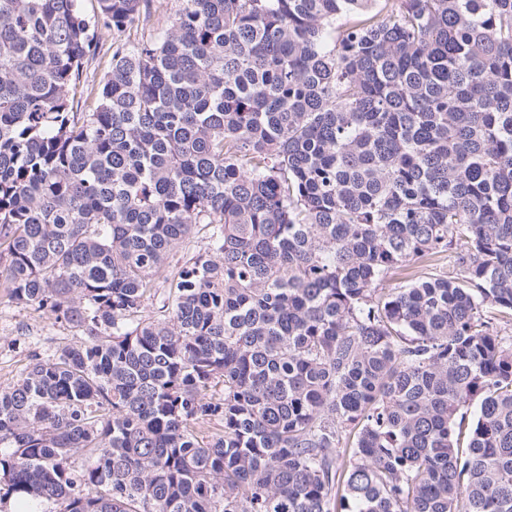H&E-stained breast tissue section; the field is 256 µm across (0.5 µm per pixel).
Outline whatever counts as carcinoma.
Returning a JSON list of instances; mask_svg holds the SVG:
<instances>
[{
	"mask_svg": "<svg viewBox=\"0 0 512 512\" xmlns=\"http://www.w3.org/2000/svg\"><path fill=\"white\" fill-rule=\"evenodd\" d=\"M96 2L0 0V286L85 335L0 390V504L512 512V0ZM180 0H151L131 31V40L148 39L164 32L171 24ZM111 63L110 53H100L95 59L88 62V66L84 67L81 83L85 86H94L97 92L98 84L104 72L108 70Z\"/></svg>",
	"mask_w": 512,
	"mask_h": 512,
	"instance_id": "obj_1",
	"label": "carcinoma"
}]
</instances>
